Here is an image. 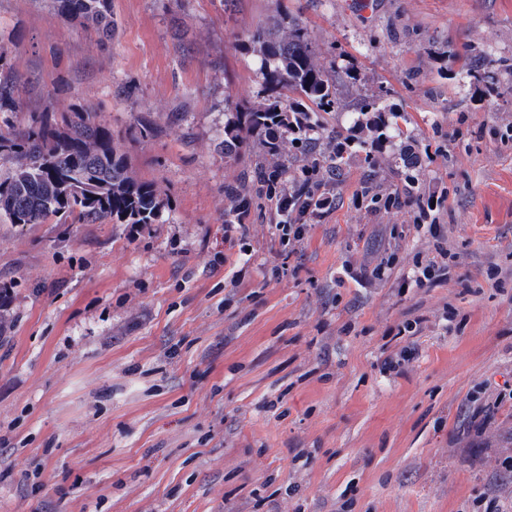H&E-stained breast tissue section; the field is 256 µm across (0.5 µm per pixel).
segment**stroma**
I'll use <instances>...</instances> for the list:
<instances>
[{
  "instance_id": "1",
  "label": "stroma",
  "mask_w": 512,
  "mask_h": 512,
  "mask_svg": "<svg viewBox=\"0 0 512 512\" xmlns=\"http://www.w3.org/2000/svg\"><path fill=\"white\" fill-rule=\"evenodd\" d=\"M282 10L335 58L342 128L384 86L405 143L447 134L421 169L448 194L447 279L399 292L431 246L391 238L406 207L343 199L280 275L269 225L225 238L237 169L214 145L226 101L257 86L241 43ZM112 16L97 47L52 0H0L19 68L90 104L169 200L135 236L0 216V512H512V78L468 83L452 56L512 57V0H112ZM136 117L156 134L129 138ZM393 252L395 277L360 281ZM419 316L415 359L383 371L384 335Z\"/></svg>"
}]
</instances>
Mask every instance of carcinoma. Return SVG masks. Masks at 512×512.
Wrapping results in <instances>:
<instances>
[{
  "mask_svg": "<svg viewBox=\"0 0 512 512\" xmlns=\"http://www.w3.org/2000/svg\"><path fill=\"white\" fill-rule=\"evenodd\" d=\"M58 19L94 31V42L112 38V0H53ZM260 58V82L251 103L229 101L224 138L215 152L238 168L224 184V223L309 224L333 211L354 165L363 179L352 201L374 213L425 199L421 155L396 144L400 111L379 94H361L359 117L343 131L332 123L342 109L333 66L313 46L308 28L289 13L270 19L251 36ZM474 80L512 76V58L478 66L465 59ZM41 78L22 72L0 51V160L11 164L0 179V213L11 224H155L169 208L155 183L130 171L112 129L81 102L61 101L47 90L50 111L28 113L22 92ZM389 169L400 180L397 195L384 187Z\"/></svg>",
  "mask_w": 512,
  "mask_h": 512,
  "instance_id": "cac0c4a2",
  "label": "carcinoma"
}]
</instances>
